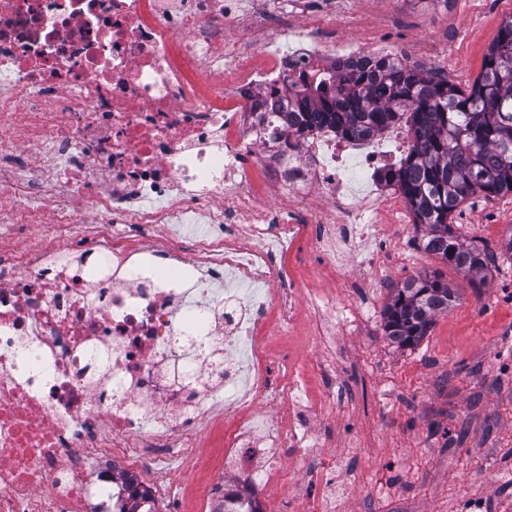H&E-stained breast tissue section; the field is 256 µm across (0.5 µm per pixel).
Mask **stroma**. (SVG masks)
I'll return each mask as SVG.
<instances>
[{"label": "stroma", "mask_w": 512, "mask_h": 512, "mask_svg": "<svg viewBox=\"0 0 512 512\" xmlns=\"http://www.w3.org/2000/svg\"><path fill=\"white\" fill-rule=\"evenodd\" d=\"M512 0H342L331 22L348 51L395 55L408 67L467 87L479 75ZM461 239L487 247L498 260L483 287H471L450 266L424 251L422 227L406 225L382 270L352 257L342 279L328 276L296 242L285 257L292 280L335 297L337 306L369 293L366 320L316 343L314 313L300 309L291 332L272 348L301 362L303 388L327 399L312 420L319 439L312 464L283 470L264 489L283 512H302L321 496L322 470L334 475L339 512H512V193L474 196L453 215ZM443 271L460 291L414 347L384 334L382 310L389 290L404 280ZM216 440L200 433L207 451L180 476L183 506L201 512L203 487L220 462Z\"/></svg>", "instance_id": "obj_1"}]
</instances>
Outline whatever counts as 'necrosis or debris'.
Masks as SVG:
<instances>
[{
    "instance_id": "necrosis-or-debris-1",
    "label": "necrosis or debris",
    "mask_w": 512,
    "mask_h": 512,
    "mask_svg": "<svg viewBox=\"0 0 512 512\" xmlns=\"http://www.w3.org/2000/svg\"><path fill=\"white\" fill-rule=\"evenodd\" d=\"M328 13L0 0V512H119L122 476L192 460L204 418L240 480L309 465L322 403L270 330L335 305L286 247L337 277L355 251L377 265L409 222L382 175L413 144L267 129L284 78L335 63ZM285 403L287 425L259 413Z\"/></svg>"
}]
</instances>
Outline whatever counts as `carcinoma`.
<instances>
[{"label":"carcinoma","mask_w":512,"mask_h":512,"mask_svg":"<svg viewBox=\"0 0 512 512\" xmlns=\"http://www.w3.org/2000/svg\"><path fill=\"white\" fill-rule=\"evenodd\" d=\"M300 81L311 91L300 94L292 111L275 116L302 136L322 128L342 137L370 136L407 118L413 147L386 179L424 226V250L472 287H483L494 254L460 240L452 216L476 195L512 192V17L502 22L482 72L466 89L390 57L340 63L316 84L305 74ZM459 298L439 270L408 278L391 289L384 333L400 347H413ZM121 512L157 510L150 496L131 494Z\"/></svg>","instance_id":"1"}]
</instances>
